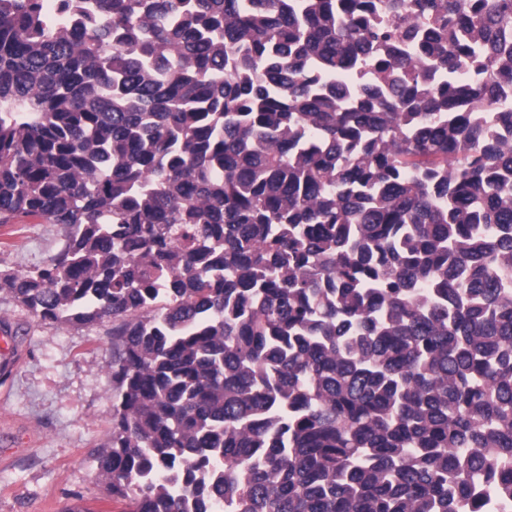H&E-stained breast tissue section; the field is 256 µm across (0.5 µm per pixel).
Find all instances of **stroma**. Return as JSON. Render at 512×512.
Here are the masks:
<instances>
[{
    "label": "stroma",
    "mask_w": 512,
    "mask_h": 512,
    "mask_svg": "<svg viewBox=\"0 0 512 512\" xmlns=\"http://www.w3.org/2000/svg\"><path fill=\"white\" fill-rule=\"evenodd\" d=\"M64 242L43 220L0 225V268L36 270ZM2 329L18 357L0 376V512H119L101 498L95 462L112 427L111 322H43L0 292Z\"/></svg>",
    "instance_id": "stroma-1"
}]
</instances>
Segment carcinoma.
<instances>
[{"instance_id":"1","label":"carcinoma","mask_w":512,"mask_h":512,"mask_svg":"<svg viewBox=\"0 0 512 512\" xmlns=\"http://www.w3.org/2000/svg\"><path fill=\"white\" fill-rule=\"evenodd\" d=\"M512 0H0V270L112 322L122 512H512ZM64 242L60 224L24 218L16 224L0 225V267L20 273L34 271L57 254Z\"/></svg>"}]
</instances>
